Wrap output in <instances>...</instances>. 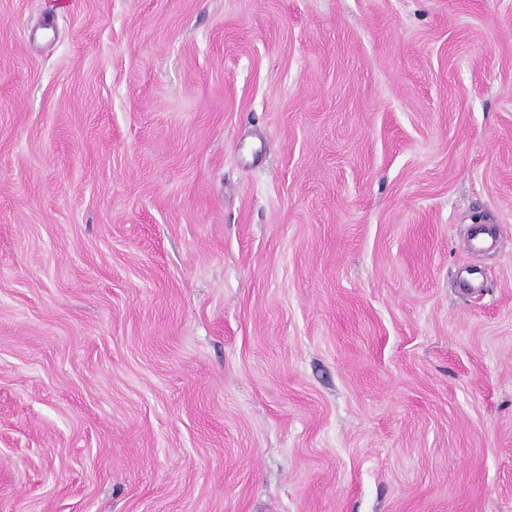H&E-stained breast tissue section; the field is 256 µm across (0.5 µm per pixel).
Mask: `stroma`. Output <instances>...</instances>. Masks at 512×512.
I'll list each match as a JSON object with an SVG mask.
<instances>
[{
    "mask_svg": "<svg viewBox=\"0 0 512 512\" xmlns=\"http://www.w3.org/2000/svg\"><path fill=\"white\" fill-rule=\"evenodd\" d=\"M0 512H512V0H0Z\"/></svg>",
    "mask_w": 512,
    "mask_h": 512,
    "instance_id": "1",
    "label": "stroma"
}]
</instances>
